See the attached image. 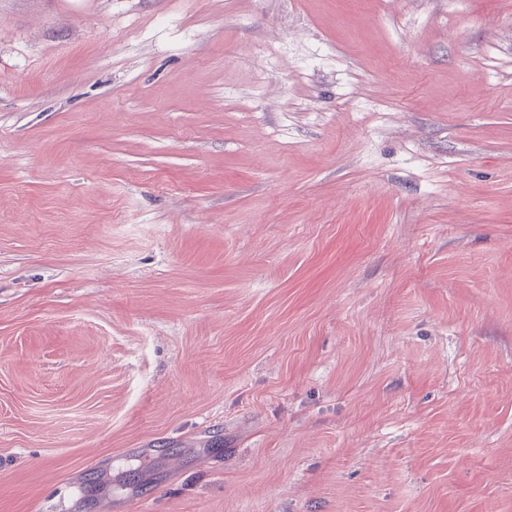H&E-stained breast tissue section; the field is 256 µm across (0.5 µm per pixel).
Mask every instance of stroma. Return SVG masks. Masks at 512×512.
I'll use <instances>...</instances> for the list:
<instances>
[{
  "label": "stroma",
  "mask_w": 512,
  "mask_h": 512,
  "mask_svg": "<svg viewBox=\"0 0 512 512\" xmlns=\"http://www.w3.org/2000/svg\"><path fill=\"white\" fill-rule=\"evenodd\" d=\"M512 512V0H0V512Z\"/></svg>",
  "instance_id": "stroma-1"
}]
</instances>
